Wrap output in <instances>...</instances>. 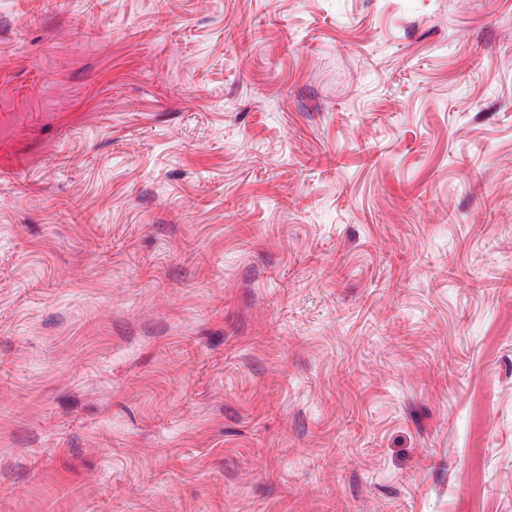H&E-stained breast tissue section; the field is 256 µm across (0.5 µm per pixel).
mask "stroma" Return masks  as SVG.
Here are the masks:
<instances>
[{
  "instance_id": "35a3bbf8",
  "label": "stroma",
  "mask_w": 512,
  "mask_h": 512,
  "mask_svg": "<svg viewBox=\"0 0 512 512\" xmlns=\"http://www.w3.org/2000/svg\"><path fill=\"white\" fill-rule=\"evenodd\" d=\"M0 512H512V0H0Z\"/></svg>"
}]
</instances>
